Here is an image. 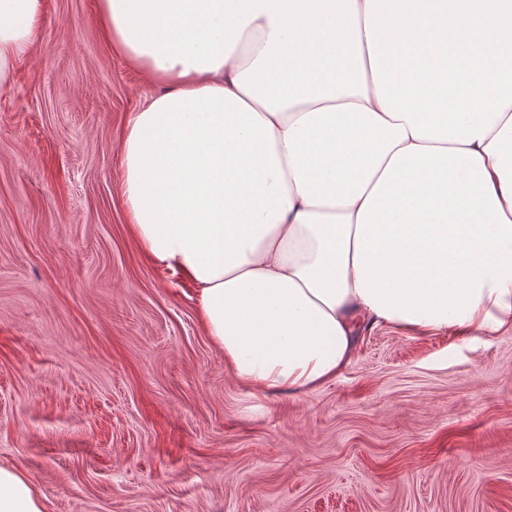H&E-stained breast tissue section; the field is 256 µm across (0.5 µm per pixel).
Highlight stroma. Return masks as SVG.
<instances>
[{
	"label": "stroma",
	"mask_w": 512,
	"mask_h": 512,
	"mask_svg": "<svg viewBox=\"0 0 512 512\" xmlns=\"http://www.w3.org/2000/svg\"><path fill=\"white\" fill-rule=\"evenodd\" d=\"M44 0L0 89V467L48 512H512V333L364 331L313 392L240 385L140 251L119 142L155 85Z\"/></svg>",
	"instance_id": "stroma-1"
}]
</instances>
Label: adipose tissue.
<instances>
[{
	"label": "adipose tissue",
	"instance_id": "1",
	"mask_svg": "<svg viewBox=\"0 0 512 512\" xmlns=\"http://www.w3.org/2000/svg\"><path fill=\"white\" fill-rule=\"evenodd\" d=\"M44 0H0V87ZM158 91L127 118L142 250L256 391L309 393L377 327L512 332V0H98ZM0 512H46L0 467Z\"/></svg>",
	"mask_w": 512,
	"mask_h": 512
}]
</instances>
